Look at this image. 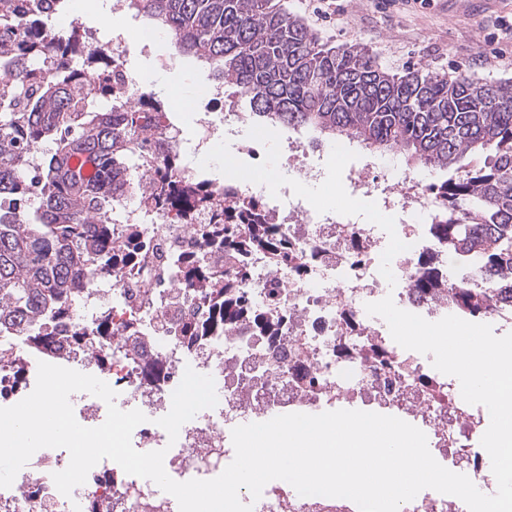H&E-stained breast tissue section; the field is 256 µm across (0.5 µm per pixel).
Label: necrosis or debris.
<instances>
[{"mask_svg":"<svg viewBox=\"0 0 512 512\" xmlns=\"http://www.w3.org/2000/svg\"><path fill=\"white\" fill-rule=\"evenodd\" d=\"M171 38L153 28L134 40L118 32L106 49L126 93L150 99L162 110L163 130L152 144L156 166L144 179L157 178V165L166 162L178 189L190 194L202 186L208 197L181 213L134 192L113 195L112 232L134 252V261L113 269L109 288L93 284L69 317L54 320L56 347L45 349L15 330H0V407L31 393V385L17 384L16 376L36 373L39 362L100 372L116 392L120 410L137 409L147 417L132 433L133 447L140 452L166 448L167 474L184 482L214 478L232 462L235 451L227 433L236 426L375 404L422 430L438 463L453 462L482 485L484 494H494L490 457L474 444L483 408L466 403L457 379L399 346L387 323L365 310L366 303L389 296L400 309L429 321L453 313L458 284L447 276L448 242L433 232L444 208L440 193L410 172L390 177L386 166L369 163L351 172V196L378 198L407 245L391 266L398 286L386 289L379 269L388 236L377 225L317 213L288 187L273 195L266 186L200 168V159L224 140L259 162L266 148L249 137L251 118L238 107L236 94L217 80L209 81L197 99L193 133L183 137L170 99L126 63L131 52L148 54L152 42ZM279 135L280 166L295 180L318 186L322 157L331 144L284 129ZM227 221L239 225L242 250L233 261L213 265L212 279L184 280V258L206 253L209 229ZM271 227L287 240V257L249 245V238ZM427 258L440 276L422 292L413 283ZM216 280L223 293L213 291ZM220 299L242 301L243 307L227 328L212 331L206 327L208 312ZM104 318L112 323L115 343L96 344L90 356L75 349L69 341L74 330L85 331L87 341L94 342ZM189 322L199 325L198 335H183ZM153 364L160 365V375L145 377ZM189 367L213 377L219 413L205 427L183 424L172 444L157 420L170 411L172 394ZM69 462L68 451H36L13 484L0 488V512H179L172 495L109 459L93 467L71 496L53 494L52 475ZM239 497L255 512H358L347 499L303 497L276 482L268 483L259 499L245 490Z\"/></svg>","mask_w":512,"mask_h":512,"instance_id":"obj_1","label":"necrosis or debris"}]
</instances>
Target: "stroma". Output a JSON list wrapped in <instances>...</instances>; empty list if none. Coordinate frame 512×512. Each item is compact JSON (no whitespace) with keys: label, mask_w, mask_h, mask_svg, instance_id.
Masks as SVG:
<instances>
[{"label":"stroma","mask_w":512,"mask_h":512,"mask_svg":"<svg viewBox=\"0 0 512 512\" xmlns=\"http://www.w3.org/2000/svg\"><path fill=\"white\" fill-rule=\"evenodd\" d=\"M382 2L340 0L343 11L335 22L314 31L330 46L365 47L393 73L426 66L481 84L512 80V67L491 60L495 54L512 57V39L499 30L502 20L512 21V0H435L426 9L413 0L389 11Z\"/></svg>","instance_id":"stroma-1"}]
</instances>
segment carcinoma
<instances>
[{
	"label": "carcinoma",
	"instance_id": "carcinoma-1",
	"mask_svg": "<svg viewBox=\"0 0 512 512\" xmlns=\"http://www.w3.org/2000/svg\"><path fill=\"white\" fill-rule=\"evenodd\" d=\"M47 0H0V328L45 347L53 328L37 312L66 313L81 290L112 276V193L132 156L149 154L147 101L112 89V60L50 27ZM136 13L174 36L181 55L249 103L259 121L328 138L349 135L372 153L448 172L438 232L469 278L464 314L487 315L512 296V81L479 85L422 67L392 74L368 50L329 47L273 0H133ZM106 102L100 108L97 101ZM37 199L39 206L28 209ZM154 201L186 211L191 197L160 174ZM213 261L238 247L235 224L212 231ZM265 246L288 256L270 228ZM189 280L210 278L197 258Z\"/></svg>",
	"mask_w": 512,
	"mask_h": 512
}]
</instances>
